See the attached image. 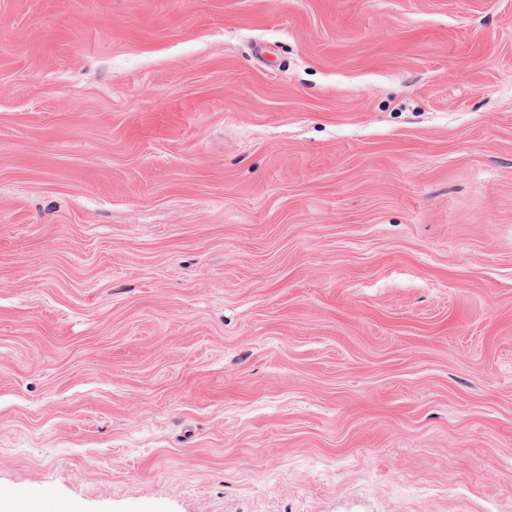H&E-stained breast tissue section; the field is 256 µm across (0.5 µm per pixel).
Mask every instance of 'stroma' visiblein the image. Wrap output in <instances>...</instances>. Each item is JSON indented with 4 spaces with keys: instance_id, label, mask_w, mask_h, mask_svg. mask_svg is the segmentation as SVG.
I'll return each mask as SVG.
<instances>
[{
    "instance_id": "stroma-1",
    "label": "stroma",
    "mask_w": 512,
    "mask_h": 512,
    "mask_svg": "<svg viewBox=\"0 0 512 512\" xmlns=\"http://www.w3.org/2000/svg\"><path fill=\"white\" fill-rule=\"evenodd\" d=\"M0 498L512 512V0H0Z\"/></svg>"
}]
</instances>
